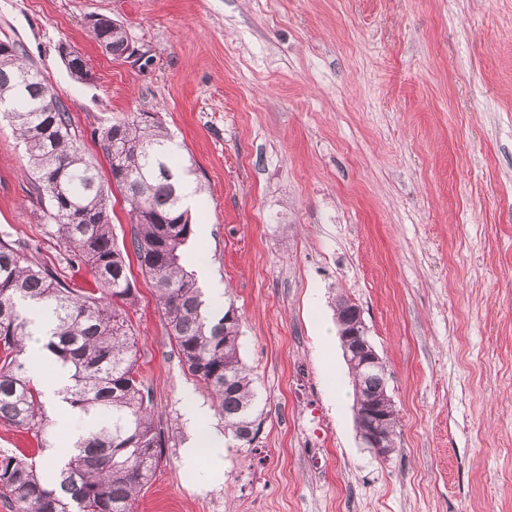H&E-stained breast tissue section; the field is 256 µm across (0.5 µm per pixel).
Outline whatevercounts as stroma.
Wrapping results in <instances>:
<instances>
[{"mask_svg":"<svg viewBox=\"0 0 512 512\" xmlns=\"http://www.w3.org/2000/svg\"><path fill=\"white\" fill-rule=\"evenodd\" d=\"M122 21L152 61L106 55L84 18ZM67 108L95 130L151 112L205 208L194 256L240 318L263 424L224 479L182 464L183 367L139 267L129 317L166 446L135 512H512V0H0ZM93 78L71 77L59 44ZM22 144L0 121V232L74 287ZM356 302L386 365L395 449L361 447L336 302ZM325 326L331 343L317 333Z\"/></svg>","mask_w":512,"mask_h":512,"instance_id":"35a3bbf8","label":"stroma"}]
</instances>
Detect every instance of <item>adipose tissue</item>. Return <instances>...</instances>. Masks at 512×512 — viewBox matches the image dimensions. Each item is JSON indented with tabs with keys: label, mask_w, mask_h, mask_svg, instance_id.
<instances>
[{
	"label": "adipose tissue",
	"mask_w": 512,
	"mask_h": 512,
	"mask_svg": "<svg viewBox=\"0 0 512 512\" xmlns=\"http://www.w3.org/2000/svg\"><path fill=\"white\" fill-rule=\"evenodd\" d=\"M185 418L194 432V441L192 447L184 453V468L190 469L198 463H206L212 483H219L224 473V437L213 427L210 409L201 402L188 400Z\"/></svg>",
	"instance_id": "obj_1"
}]
</instances>
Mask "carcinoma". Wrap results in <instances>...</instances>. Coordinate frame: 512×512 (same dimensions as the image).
I'll return each instance as SVG.
<instances>
[{
    "label": "carcinoma",
    "mask_w": 512,
    "mask_h": 512,
    "mask_svg": "<svg viewBox=\"0 0 512 512\" xmlns=\"http://www.w3.org/2000/svg\"><path fill=\"white\" fill-rule=\"evenodd\" d=\"M85 27L113 57L127 51L122 22L103 14ZM65 65L75 79H93L81 53ZM0 115L24 144L52 235L69 262L84 264L98 284L95 293L70 287L9 233L0 234V421L32 433L38 447H52L27 350V313L39 305L48 308L51 322L43 348L70 371L62 399L75 413L97 420V430L76 441L75 453L50 484L25 453L1 452L0 490L13 512H133L162 462L165 439L153 396L140 379L137 339L125 310L134 300L130 256L152 284L184 367L224 418L225 439L249 449L263 423L252 374L240 355L239 320L225 323L227 310L213 318L203 289L182 264L192 223L178 176L195 170L179 164L181 145L158 118L137 113L96 131L129 207L131 246H121L112 230L108 190L77 144L69 112L41 69L9 41H0ZM349 369L360 379L354 407L362 414L383 375L352 363Z\"/></svg>",
    "instance_id": "carcinoma-1"
}]
</instances>
